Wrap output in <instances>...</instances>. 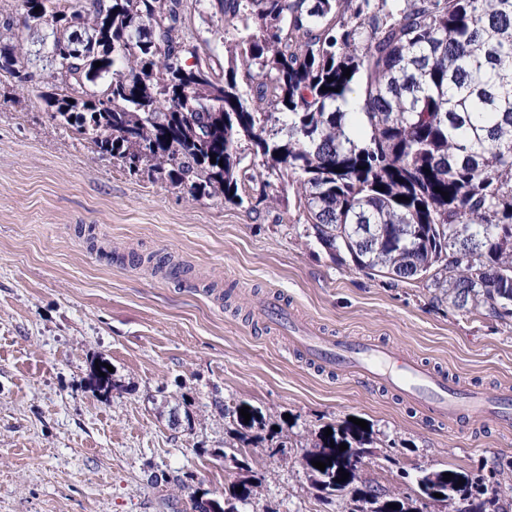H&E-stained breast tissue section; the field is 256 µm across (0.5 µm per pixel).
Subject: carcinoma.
<instances>
[{
  "label": "carcinoma",
  "mask_w": 512,
  "mask_h": 512,
  "mask_svg": "<svg viewBox=\"0 0 512 512\" xmlns=\"http://www.w3.org/2000/svg\"><path fill=\"white\" fill-rule=\"evenodd\" d=\"M215 2L217 69L183 0H22V25L0 16L12 54L0 77L99 154L192 200L253 198L256 211L292 184L304 235L333 260L420 281L456 309L511 324L512 0ZM31 30L44 32L41 65L24 47ZM74 45L82 55L59 54ZM93 380L110 393L106 367ZM215 406L242 429L240 470L253 443L272 456L290 443L258 407L246 422L239 407ZM311 442L301 464L312 485L348 489L370 512H419L422 497L448 512H506L512 460L421 481L403 471L401 492L364 474L372 432L350 424ZM341 468L349 477L338 482ZM254 488L249 476L233 483L220 512H248Z\"/></svg>",
  "instance_id": "carcinoma-1"
}]
</instances>
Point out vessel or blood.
I'll list each match as a JSON object with an SVG mask.
<instances>
[{"mask_svg":"<svg viewBox=\"0 0 512 512\" xmlns=\"http://www.w3.org/2000/svg\"><path fill=\"white\" fill-rule=\"evenodd\" d=\"M267 307L290 343L317 367L350 368L364 382L395 390L436 420L466 421L483 417L503 426L512 424L510 395L492 396L477 388H463L438 370L412 357L396 354L380 343L327 336L317 329H300L287 304L281 301H269Z\"/></svg>","mask_w":512,"mask_h":512,"instance_id":"vessel-or-blood-1","label":"vessel or blood"}]
</instances>
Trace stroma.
I'll use <instances>...</instances> for the list:
<instances>
[{"label": "stroma", "instance_id": "35a3bbf8", "mask_svg": "<svg viewBox=\"0 0 512 512\" xmlns=\"http://www.w3.org/2000/svg\"><path fill=\"white\" fill-rule=\"evenodd\" d=\"M294 191L251 211L191 201L101 156L0 83V512H190L238 477L215 409L247 402L295 447L249 452L258 512H338L299 457L307 432L365 420L366 472L512 459V428L439 423L346 370L315 367L262 310L387 344L466 387L512 393V327L333 261ZM114 369L102 397L92 362Z\"/></svg>", "mask_w": 512, "mask_h": 512}]
</instances>
